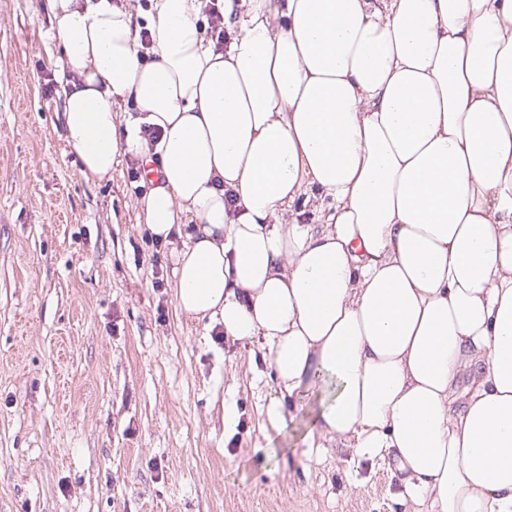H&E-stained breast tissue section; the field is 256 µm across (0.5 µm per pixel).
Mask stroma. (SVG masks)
I'll list each match as a JSON object with an SVG mask.
<instances>
[{
	"label": "stroma",
	"mask_w": 512,
	"mask_h": 512,
	"mask_svg": "<svg viewBox=\"0 0 512 512\" xmlns=\"http://www.w3.org/2000/svg\"><path fill=\"white\" fill-rule=\"evenodd\" d=\"M46 0H0V512H406L385 460L319 448L260 340L175 304L176 252L119 155L85 179ZM52 94H45L46 82Z\"/></svg>",
	"instance_id": "1"
}]
</instances>
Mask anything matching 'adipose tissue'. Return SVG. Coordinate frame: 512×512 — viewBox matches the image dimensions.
Instances as JSON below:
<instances>
[{"label":"adipose tissue","mask_w":512,"mask_h":512,"mask_svg":"<svg viewBox=\"0 0 512 512\" xmlns=\"http://www.w3.org/2000/svg\"><path fill=\"white\" fill-rule=\"evenodd\" d=\"M47 7L82 175L158 162L149 232L196 224L177 306L262 337L270 421L322 382L319 437L385 459L403 503L512 512V0H224L220 51L202 0Z\"/></svg>","instance_id":"obj_1"}]
</instances>
